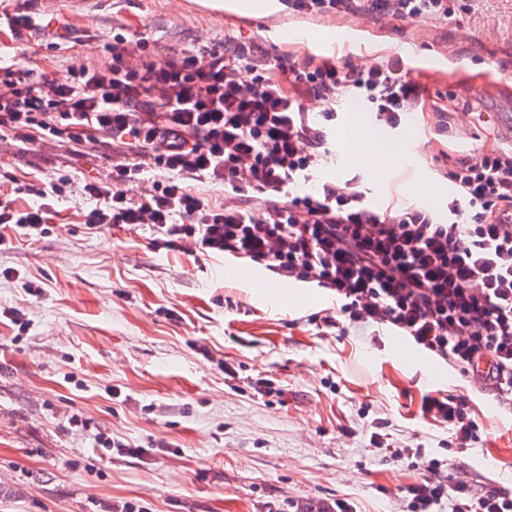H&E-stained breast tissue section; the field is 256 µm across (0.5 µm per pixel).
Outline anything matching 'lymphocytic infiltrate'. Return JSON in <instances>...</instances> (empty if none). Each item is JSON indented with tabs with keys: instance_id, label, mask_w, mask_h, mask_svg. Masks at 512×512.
<instances>
[{
	"instance_id": "lymphocytic-infiltrate-1",
	"label": "lymphocytic infiltrate",
	"mask_w": 512,
	"mask_h": 512,
	"mask_svg": "<svg viewBox=\"0 0 512 512\" xmlns=\"http://www.w3.org/2000/svg\"><path fill=\"white\" fill-rule=\"evenodd\" d=\"M311 20L447 23L450 0H287ZM396 129L419 113L420 86L402 59L371 65L297 48L269 56L227 37L158 57L146 36L113 35L102 61L34 63L0 53V136L55 138L70 153L112 154V181L0 179V242L41 235L72 189L92 200L94 230L152 225L154 245L196 258H244L279 280L336 298L322 318L388 330L492 392L512 410V148L492 146L446 169L447 212L371 205L360 175L315 182L332 156L342 99ZM314 182L301 194L300 184ZM145 183L146 192L133 193ZM206 183L231 195L220 204ZM423 418L448 424L457 447L479 426L466 399L425 394ZM405 512H512V491L449 480L438 460L406 489Z\"/></svg>"
}]
</instances>
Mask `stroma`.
<instances>
[{"mask_svg":"<svg viewBox=\"0 0 512 512\" xmlns=\"http://www.w3.org/2000/svg\"><path fill=\"white\" fill-rule=\"evenodd\" d=\"M44 22H67L79 43L52 60L94 66L118 24L152 32L158 53L208 44L230 33L279 54L261 24L218 22L185 13L181 0H59ZM368 49L360 62L441 54L443 71L414 70L428 87L423 115L383 135L421 148L409 170L374 179L380 159L355 150L356 166L331 163L322 177L362 176L372 202L414 200L413 178L431 186L441 210L451 190L448 160L495 143L512 145L500 119L512 113V0H458L447 24L410 45L408 27L361 22ZM454 102L466 139H449L435 161L430 114ZM74 184L109 179L112 165L53 143L0 139V170ZM151 225L96 233L51 225L37 240L0 245V512H291L350 500L357 512H400L402 491L426 474L431 458L449 475L512 489V416L491 393L458 373L448 384L396 357L358 330L320 334L323 304L290 313L225 283L220 259L155 250ZM21 310L26 333L5 315ZM465 398L480 426L459 448L448 427L422 418L432 391ZM392 422L422 454L391 457L369 444L371 423Z\"/></svg>","mask_w":512,"mask_h":512,"instance_id":"stroma-1","label":"stroma"}]
</instances>
